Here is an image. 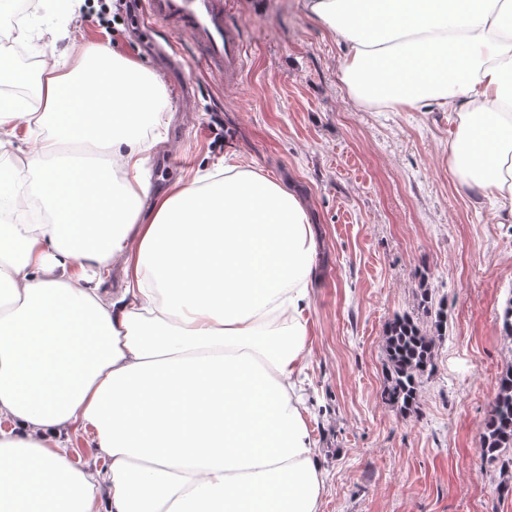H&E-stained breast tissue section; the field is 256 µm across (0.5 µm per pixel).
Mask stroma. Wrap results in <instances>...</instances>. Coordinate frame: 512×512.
I'll return each mask as SVG.
<instances>
[{"label":"stroma","instance_id":"35a3bbf8","mask_svg":"<svg viewBox=\"0 0 512 512\" xmlns=\"http://www.w3.org/2000/svg\"><path fill=\"white\" fill-rule=\"evenodd\" d=\"M104 0L67 10V33L48 32L55 0L16 18L0 11V63L34 92L42 61L71 59L86 43L150 68L169 105L145 131L156 141L146 176L153 193L196 171L236 161L305 201L319 247L309 295L311 355L302 376L325 471L322 512H512V467L481 460L480 434L512 338L501 316L512 301V224L463 191L448 169L452 116L429 107L361 106L339 80L344 46L303 0H224L248 43L231 84L171 64L119 14L104 41L93 20ZM34 37L16 52L18 26ZM0 141L12 185L47 128L22 118ZM445 301L435 369L407 408L389 401L385 337L395 316L423 330V297Z\"/></svg>","mask_w":512,"mask_h":512}]
</instances>
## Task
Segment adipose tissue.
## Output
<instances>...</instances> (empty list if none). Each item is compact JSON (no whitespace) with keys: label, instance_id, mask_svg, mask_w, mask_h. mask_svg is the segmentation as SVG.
<instances>
[{"label":"adipose tissue","instance_id":"1","mask_svg":"<svg viewBox=\"0 0 512 512\" xmlns=\"http://www.w3.org/2000/svg\"><path fill=\"white\" fill-rule=\"evenodd\" d=\"M343 43L358 104L448 110V168L512 223V0H304ZM112 120L68 169L64 92ZM166 95L103 45L42 66L0 114L51 128L26 168L47 224L0 223V512H321L324 470L300 374L318 240L305 202L225 165L151 195L138 133ZM122 286L103 284L113 265ZM91 431L95 463L74 464Z\"/></svg>","mask_w":512,"mask_h":512}]
</instances>
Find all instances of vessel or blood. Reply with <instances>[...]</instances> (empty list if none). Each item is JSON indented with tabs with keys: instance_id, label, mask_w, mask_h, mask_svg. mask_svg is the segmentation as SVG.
<instances>
[{
	"instance_id": "1",
	"label": "vessel or blood",
	"mask_w": 512,
	"mask_h": 512,
	"mask_svg": "<svg viewBox=\"0 0 512 512\" xmlns=\"http://www.w3.org/2000/svg\"><path fill=\"white\" fill-rule=\"evenodd\" d=\"M144 18L166 37L186 36L203 70L238 80L247 62L241 27L224 13V0H145Z\"/></svg>"
}]
</instances>
